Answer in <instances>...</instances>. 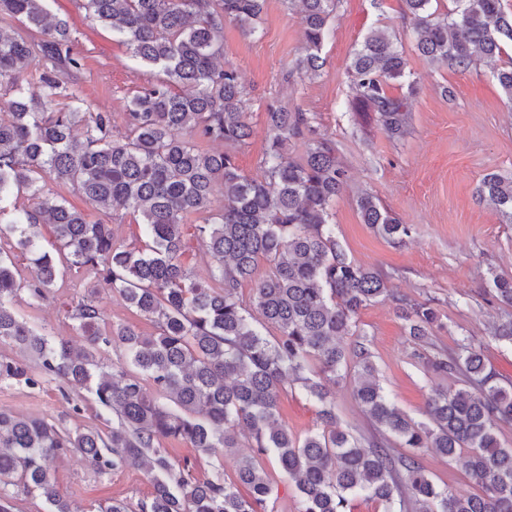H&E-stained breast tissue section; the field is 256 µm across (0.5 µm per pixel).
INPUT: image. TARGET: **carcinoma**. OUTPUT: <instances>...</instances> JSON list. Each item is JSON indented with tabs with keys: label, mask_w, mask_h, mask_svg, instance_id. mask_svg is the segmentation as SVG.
I'll return each mask as SVG.
<instances>
[{
	"label": "carcinoma",
	"mask_w": 512,
	"mask_h": 512,
	"mask_svg": "<svg viewBox=\"0 0 512 512\" xmlns=\"http://www.w3.org/2000/svg\"><path fill=\"white\" fill-rule=\"evenodd\" d=\"M49 0H0V20H17L28 33L0 31V84L13 92L0 102V340L11 341L37 366L0 359V381L29 388L46 377L85 388L112 416L107 433L62 430L43 419L0 410V512L16 495H38L47 512H74L57 488L48 462L70 453L92 460L100 473L144 467L150 495L133 508L120 500L99 512H266L272 486L262 460L275 458L294 484L299 512H349L364 496L383 512H512V381L487 364L468 339L437 349L428 368L457 387L429 397L424 419L399 410L377 378L360 310L389 299L408 335L429 343L436 308L390 293L374 269L348 258L330 223V207L347 183L335 144L303 112L270 105L267 147L258 177L243 175L235 152L252 134L246 87L238 69L220 62L224 23L256 32L265 0H85L83 7L133 56L162 72L135 94L125 132L112 134V115L83 111L73 98L51 108L62 78L81 68L70 27L51 18ZM298 8L304 56L298 68L314 74L336 0H287ZM415 47L431 63L469 65L493 59L512 41V10L504 0H456L443 16L433 0H404ZM356 96L372 106L394 138L408 130L401 99L389 82L415 91L403 49L383 30L368 32L349 66ZM38 76V91L28 77ZM83 133H75L77 127ZM306 138L301 156L288 144ZM215 149H208V145ZM70 187L95 206L120 207L139 218L129 243L112 225L70 206L58 189ZM477 193L512 224V174L490 173ZM27 196L8 212L3 203ZM363 223L402 245L401 224L369 192L357 199ZM51 228V249L41 228ZM194 229L213 264L209 280L195 278L185 260V232ZM32 255L31 279L17 277V254ZM69 268L101 279L129 308L155 326L145 335L107 321L98 300L83 296L70 310L79 348L34 326L14 302L54 293ZM267 274L255 277L259 261ZM253 283L249 295L242 286ZM497 299L512 307V278L494 276ZM262 321L257 323L252 310ZM278 330L267 339L264 326ZM121 350L119 362L102 353ZM353 378L354 397L373 432L340 428L329 384ZM299 385L320 405V424L302 438L278 420L286 385ZM251 453L236 456L242 432ZM184 442L199 454L234 456L235 479L197 477L175 464L160 442ZM431 448L460 458L478 493L441 487L420 464ZM248 489L243 497L239 487Z\"/></svg>",
	"instance_id": "1"
}]
</instances>
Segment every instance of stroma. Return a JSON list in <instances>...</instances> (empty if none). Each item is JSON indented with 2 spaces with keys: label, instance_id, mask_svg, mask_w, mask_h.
Returning a JSON list of instances; mask_svg holds the SVG:
<instances>
[{
  "label": "stroma",
  "instance_id": "stroma-1",
  "mask_svg": "<svg viewBox=\"0 0 512 512\" xmlns=\"http://www.w3.org/2000/svg\"><path fill=\"white\" fill-rule=\"evenodd\" d=\"M82 0H50V10L67 20L73 49L81 60L79 72L66 77L67 94L84 102L86 111L108 113L112 128H124V114L136 90L155 81L154 69L135 59L129 47L89 16ZM390 32L408 59L417 81L409 99V128L402 139L390 138L370 106L356 103L348 74L351 57L372 29ZM224 58L239 70L248 95L246 111L253 129L236 162L245 175L260 174L266 148L265 112L278 102L305 113L312 125L336 146L349 185L331 206L336 239L354 262L368 266L387 281L393 295L417 303L432 302L443 326L434 345L452 346L469 337L502 379L512 380V345L491 334L500 313L491 274L512 278V224L502 223L497 210L481 200L476 188L490 172H512V99L493 76V64L475 61L468 68L433 65L414 48L403 0H338L322 46L325 60L318 75L294 71L304 54L303 31L286 0H265L254 34L225 24ZM374 195L400 223L410 225L405 244L393 245L363 223L357 194ZM95 292L108 321L152 333L149 320L128 309L109 286L71 271L54 297L30 302L21 297L16 309L35 325L51 328L57 337L76 340L69 304ZM358 328L370 341L380 382L395 405L421 419L435 391L451 386L448 378L427 373L422 358L429 352L407 335L392 301L362 308ZM336 413L343 429L366 432L368 423L358 407L351 379L332 385ZM81 397L80 411L71 398ZM0 409L54 422L64 428H103L89 392H78L53 380L30 389L0 383ZM317 404L299 386L280 396L279 420L294 436L315 428ZM426 472L441 485L474 493L477 485L461 462L428 449L419 454ZM57 487L74 512H96L99 504L118 499L134 504L149 495V475L128 468L108 475L70 454L54 459Z\"/></svg>",
  "mask_w": 512,
  "mask_h": 512
}]
</instances>
